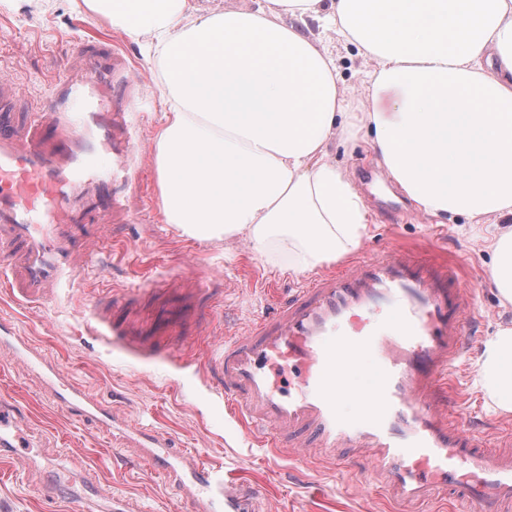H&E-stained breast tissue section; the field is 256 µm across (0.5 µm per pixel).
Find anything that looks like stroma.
<instances>
[{
  "label": "stroma",
  "instance_id": "1",
  "mask_svg": "<svg viewBox=\"0 0 512 512\" xmlns=\"http://www.w3.org/2000/svg\"><path fill=\"white\" fill-rule=\"evenodd\" d=\"M94 34L115 42L136 63L152 94H160L157 63L83 0H0V74L19 86L21 110H36L61 74L73 41ZM323 39L336 54L339 87L350 111H364L371 104L362 83L370 61L358 57L333 32H325ZM160 118V112H151L140 127L142 178L150 188L142 206L149 220L102 224L89 235L93 245L105 239L124 245L122 260L94 263L80 281L46 304L18 305L0 289V318L119 416L145 429L163 430L176 447L198 458L223 461L225 471L259 489L260 512H388V504L348 467L305 464L297 455L274 452L253 439L200 372L199 360L208 349L223 346L226 335L245 334L259 316L272 311L267 285L286 291L303 284L309 274L291 272L296 262L292 251H280L271 264L245 238L198 240L165 222L154 163ZM328 160L352 179L369 210L368 232L357 254L376 255L403 244L427 255L444 251L452 258L463 257L461 275L473 296L479 327L470 339L473 356L460 359L452 374L454 404L480 423L483 435L492 438L512 430V414L488 409V398L475 382L486 339L499 324L512 321V310L501 307L489 277L485 225L463 217L440 224L417 211L378 165L365 136L332 141ZM175 273L196 276L214 293L211 309L200 320L196 353L142 356L119 341L104 342L89 329L87 303L121 299L136 307L145 337H153L167 304L160 290ZM146 279L153 280L157 295H139ZM1 395L19 404L29 445L18 456H0V512H71L82 487L94 482L133 501L141 512H186L169 481L143 472L137 448L113 442L98 423L71 418L54 404L39 374L4 347Z\"/></svg>",
  "mask_w": 512,
  "mask_h": 512
}]
</instances>
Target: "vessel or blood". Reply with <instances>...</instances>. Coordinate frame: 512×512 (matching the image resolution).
<instances>
[{
    "instance_id": "obj_1",
    "label": "vessel or blood",
    "mask_w": 512,
    "mask_h": 512,
    "mask_svg": "<svg viewBox=\"0 0 512 512\" xmlns=\"http://www.w3.org/2000/svg\"><path fill=\"white\" fill-rule=\"evenodd\" d=\"M19 94L0 77L1 278L10 291L43 302L92 265L87 225L134 218L141 163L131 117L147 103V88L119 47L88 37L74 43L37 113L12 112ZM461 266L427 263L400 246L349 258L295 288L246 334L225 338L204 373L230 413L269 447L309 444L332 465L347 463L348 452L368 453L358 473L397 512H420L442 490L462 500V512H512V435L484 445L474 421L448 408V379L469 353L474 327ZM170 286L180 305L162 334L167 348L179 350L195 329L205 290L192 276H177ZM87 311L132 350L146 351L139 328L120 320L118 309L94 301ZM0 344L39 369L58 406L135 444L149 471L177 486L190 512H258L253 489L225 472L223 461L173 451L166 433L118 419L11 326L0 327ZM365 354L376 358L374 399L347 417L339 410L343 382ZM17 418L16 403L0 400V452L14 454L7 434ZM100 497L87 489L80 512H135L128 501Z\"/></svg>"
}]
</instances>
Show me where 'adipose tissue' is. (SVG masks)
Returning <instances> with one entry per match:
<instances>
[{
    "instance_id": "adipose-tissue-1",
    "label": "adipose tissue",
    "mask_w": 512,
    "mask_h": 512,
    "mask_svg": "<svg viewBox=\"0 0 512 512\" xmlns=\"http://www.w3.org/2000/svg\"><path fill=\"white\" fill-rule=\"evenodd\" d=\"M146 41L162 70L154 140L166 223L196 239L242 236L311 270L358 245L368 210L327 160L347 131L371 135L382 165L424 213L494 219L489 274L512 307V0H259L200 16L195 0H84ZM318 21L371 62L372 99L349 111ZM512 413V325L475 367Z\"/></svg>"
}]
</instances>
